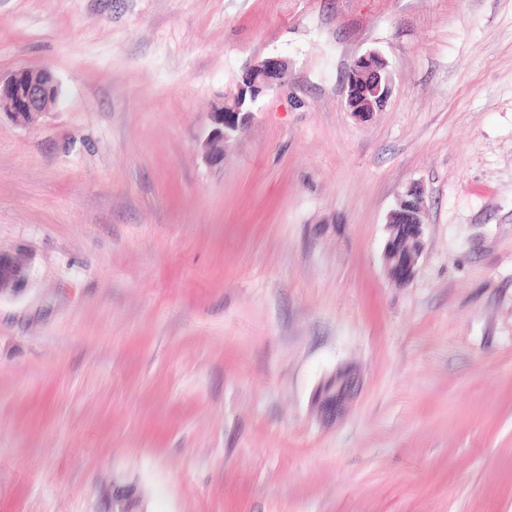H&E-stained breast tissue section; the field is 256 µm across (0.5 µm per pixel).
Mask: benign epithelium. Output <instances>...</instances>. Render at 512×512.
I'll return each instance as SVG.
<instances>
[{
  "mask_svg": "<svg viewBox=\"0 0 512 512\" xmlns=\"http://www.w3.org/2000/svg\"><path fill=\"white\" fill-rule=\"evenodd\" d=\"M353 78L348 80L347 104L357 114L366 117L380 109L390 93V77L385 75L382 58L368 54L352 65ZM288 69L279 58H267L248 71L249 85L239 87L232 106H222L210 113L206 145L213 155L224 143L243 135L250 113L243 112L238 103L244 92H262L274 79L287 77ZM59 97L56 81L45 71L30 67L14 70L0 80V114L5 113L19 123H25L45 111ZM425 211L422 192L411 188L389 214V238L384 249V260L390 278L409 283L416 274L424 248ZM25 280L24 266L17 258L0 253V293L17 289ZM360 380L352 370L336 373V396L321 406L320 416L327 422L341 417L359 391Z\"/></svg>",
  "mask_w": 512,
  "mask_h": 512,
  "instance_id": "benign-epithelium-1",
  "label": "benign epithelium"
}]
</instances>
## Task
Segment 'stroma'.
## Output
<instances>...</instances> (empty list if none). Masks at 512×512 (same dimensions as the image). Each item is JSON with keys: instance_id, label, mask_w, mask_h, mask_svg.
Wrapping results in <instances>:
<instances>
[{"instance_id": "stroma-1", "label": "stroma", "mask_w": 512, "mask_h": 512, "mask_svg": "<svg viewBox=\"0 0 512 512\" xmlns=\"http://www.w3.org/2000/svg\"><path fill=\"white\" fill-rule=\"evenodd\" d=\"M370 52L391 94L362 119ZM271 57L287 78L207 157ZM20 67L61 93L0 119V252L27 260L0 294V512H512V0H0ZM375 53L356 59L352 65L353 79L348 80L347 104L359 116H369L379 110L390 93V77L384 75L386 63ZM359 79V81H358ZM288 69L285 62L279 58H268L248 71L249 87L242 85L233 98L232 106H222L210 112V126L206 138V145L211 155H217L224 146V142L243 135L248 126L251 112H241L238 103L244 92L249 88L253 92H262L274 79L279 81L287 77ZM389 214V238L384 249V260L390 278L409 283L416 274L424 248L425 211L422 192L411 188ZM336 396L322 405L320 416L326 422H332L341 417L359 391L360 380L357 374L347 368V372H336ZM334 378V379H335Z\"/></svg>"}]
</instances>
